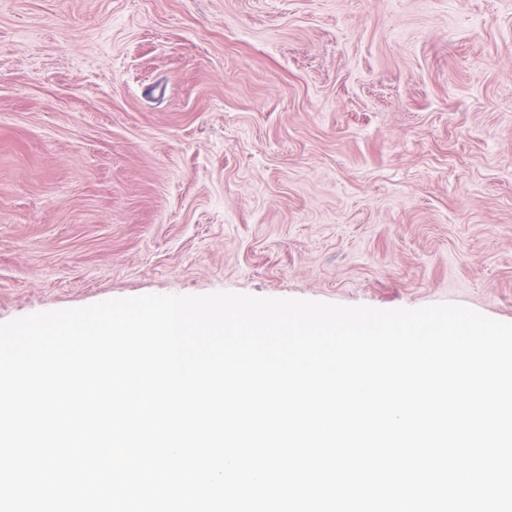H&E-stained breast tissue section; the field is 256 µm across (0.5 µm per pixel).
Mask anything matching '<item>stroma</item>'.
<instances>
[{
    "label": "stroma",
    "mask_w": 512,
    "mask_h": 512,
    "mask_svg": "<svg viewBox=\"0 0 512 512\" xmlns=\"http://www.w3.org/2000/svg\"><path fill=\"white\" fill-rule=\"evenodd\" d=\"M218 291L512 323V0H0V322Z\"/></svg>",
    "instance_id": "35a3bbf8"
}]
</instances>
